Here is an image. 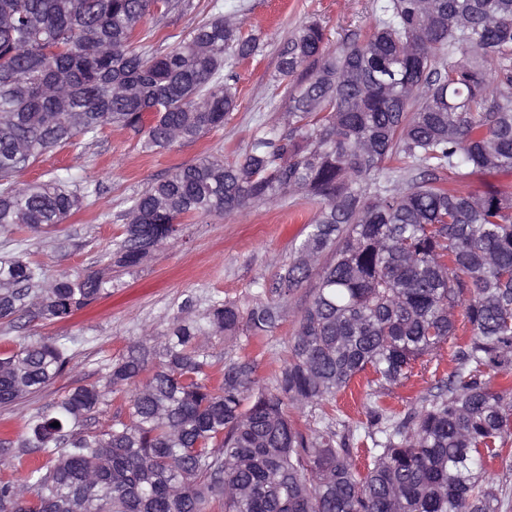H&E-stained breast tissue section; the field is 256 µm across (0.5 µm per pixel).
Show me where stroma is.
Wrapping results in <instances>:
<instances>
[{
	"label": "stroma",
	"instance_id": "1",
	"mask_svg": "<svg viewBox=\"0 0 512 512\" xmlns=\"http://www.w3.org/2000/svg\"><path fill=\"white\" fill-rule=\"evenodd\" d=\"M187 15L154 26L152 43L164 50L189 28L215 12L239 6V19L247 32L259 34L262 45L253 58L237 64L232 81L237 107L223 127L193 142L175 145L161 153L142 151L137 136L115 127L102 130L84 147L63 146L37 158L14 177L16 183L41 180L47 171L67 167L76 180L97 192L94 205L73 214L46 233L16 229L0 235V258L27 253L51 271L77 276L105 272L111 279L108 293L65 322H47L27 316L0 321V354L30 336L76 337L73 370L53 380L41 391L9 406H0V439H17L28 416L65 396L73 387L98 380L100 364L125 352L130 342L144 334L165 336L171 318L185 302L200 313L216 295L248 308L258 291L273 288L275 274L294 257L315 209L300 199L256 204L240 214L189 220L182 239L164 242L138 267L108 266L106 257L120 239V218L129 199L152 183L164 179L175 167L214 155L227 161L240 159L259 130L280 125L283 85L277 76L280 43L305 23H320L329 51H338L347 38L364 34L374 21L376 0H194ZM306 300L297 291L272 335L262 340L212 339L216 356L211 385L222 378L224 353L253 359L257 376L273 383L286 357L287 340ZM455 346L448 343L433 355L425 370L405 384L391 387L387 407L404 416L412 401L424 395L455 366ZM371 385L359 378L351 390L338 393L336 417L349 427L366 422Z\"/></svg>",
	"mask_w": 512,
	"mask_h": 512
}]
</instances>
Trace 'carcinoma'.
<instances>
[{"label":"carcinoma","mask_w":512,"mask_h":512,"mask_svg":"<svg viewBox=\"0 0 512 512\" xmlns=\"http://www.w3.org/2000/svg\"><path fill=\"white\" fill-rule=\"evenodd\" d=\"M192 7L0 0V234L42 232L92 203L56 171L13 182L39 155L107 126L151 152L224 126L236 106L224 71L259 38L218 12L166 52L144 43L148 19ZM277 72L284 131L132 197L111 259L136 267L186 218L300 195L318 209L296 256L248 309L220 297L197 316L183 306L166 336H143L100 380L31 414L5 441L21 471L0 482V512H498L485 466L512 445V0H377L369 33L336 54L319 23L301 27ZM473 179L477 190L455 189ZM106 284L0 259V319L33 306L64 321ZM307 286L274 384L227 356L211 385L205 342L273 332ZM450 339L454 370L396 418L384 391ZM74 343L34 339L0 358V405L65 373ZM367 371L377 389L361 474L341 423L327 414L324 429L303 428L290 411L332 403ZM118 397L125 413L91 427Z\"/></svg>","instance_id":"obj_1"}]
</instances>
